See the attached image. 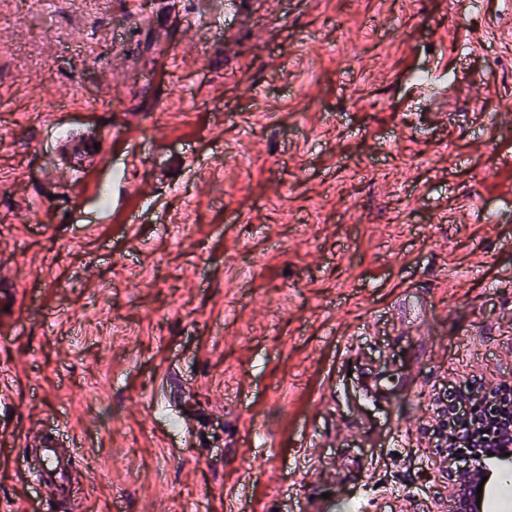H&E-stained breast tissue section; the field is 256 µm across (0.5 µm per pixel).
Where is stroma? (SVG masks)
I'll return each mask as SVG.
<instances>
[{
	"label": "stroma",
	"mask_w": 512,
	"mask_h": 512,
	"mask_svg": "<svg viewBox=\"0 0 512 512\" xmlns=\"http://www.w3.org/2000/svg\"><path fill=\"white\" fill-rule=\"evenodd\" d=\"M502 2L0 0L6 512H448L449 391L512 385ZM66 440L67 438L60 436L57 427L50 431L44 429L32 436L29 445L40 447L33 448V454L40 459V467L36 472H29V476L39 483L54 485L62 494L70 496L72 489L68 478L69 467L80 454L77 448L81 446L73 439L71 442ZM60 448L66 455L61 454Z\"/></svg>",
	"instance_id": "stroma-1"
}]
</instances>
